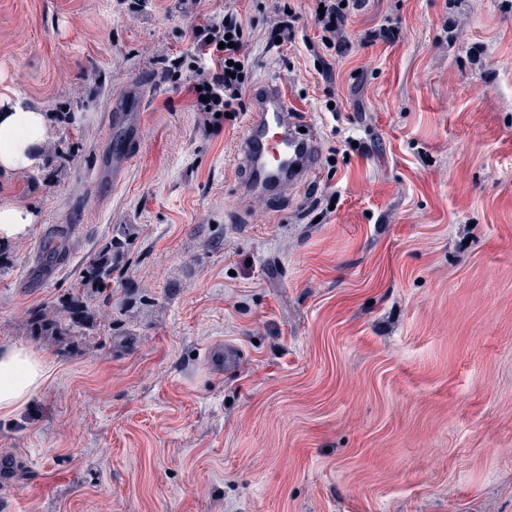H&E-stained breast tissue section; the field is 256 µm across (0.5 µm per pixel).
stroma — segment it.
Here are the masks:
<instances>
[{"mask_svg":"<svg viewBox=\"0 0 512 512\" xmlns=\"http://www.w3.org/2000/svg\"><path fill=\"white\" fill-rule=\"evenodd\" d=\"M224 5L0 0V96L54 128L39 168L0 175L38 213L0 245V349L51 360L0 416L28 469L0 512H512V0H366L341 56L314 0L280 47L271 0H237L249 83L319 137L318 171L272 198L237 192L246 112L192 91L216 66L193 33ZM133 83L139 145L99 193ZM51 224L81 230L47 277ZM121 233L83 349L28 336Z\"/></svg>","mask_w":512,"mask_h":512,"instance_id":"1","label":"stroma"}]
</instances>
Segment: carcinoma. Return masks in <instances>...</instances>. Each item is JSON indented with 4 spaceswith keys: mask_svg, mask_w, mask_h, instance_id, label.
I'll list each match as a JSON object with an SVG mask.
<instances>
[{
    "mask_svg": "<svg viewBox=\"0 0 512 512\" xmlns=\"http://www.w3.org/2000/svg\"><path fill=\"white\" fill-rule=\"evenodd\" d=\"M123 259V242L109 240L87 261L76 287L62 295L56 303L32 311L27 320V333L36 339L51 338L65 346L71 338L82 335L84 322L94 317L89 307L102 298L111 303L107 289Z\"/></svg>",
    "mask_w": 512,
    "mask_h": 512,
    "instance_id": "cac0c4a2",
    "label": "carcinoma"
}]
</instances>
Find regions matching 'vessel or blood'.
Instances as JSON below:
<instances>
[{
	"instance_id": "obj_1",
	"label": "vessel or blood",
	"mask_w": 512,
	"mask_h": 512,
	"mask_svg": "<svg viewBox=\"0 0 512 512\" xmlns=\"http://www.w3.org/2000/svg\"><path fill=\"white\" fill-rule=\"evenodd\" d=\"M139 116L115 110L112 116V154L98 177L101 188L119 183L128 168L139 139ZM236 155L243 177V194L287 192L311 176L319 165L317 137L301 131L276 82H257L250 92V112L237 142Z\"/></svg>"
}]
</instances>
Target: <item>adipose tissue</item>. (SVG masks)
Masks as SVG:
<instances>
[{
    "label": "adipose tissue",
    "mask_w": 512,
    "mask_h": 512,
    "mask_svg": "<svg viewBox=\"0 0 512 512\" xmlns=\"http://www.w3.org/2000/svg\"><path fill=\"white\" fill-rule=\"evenodd\" d=\"M52 136L53 127L45 112L19 101L0 102V174L34 169ZM48 367L46 355L26 347L0 350V414L23 405L41 386Z\"/></svg>",
    "instance_id": "obj_1"
}]
</instances>
